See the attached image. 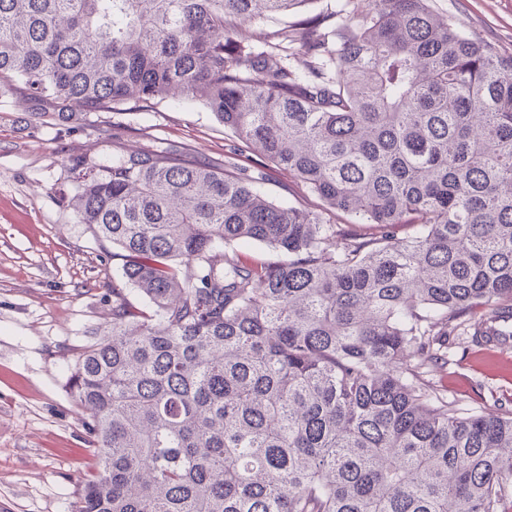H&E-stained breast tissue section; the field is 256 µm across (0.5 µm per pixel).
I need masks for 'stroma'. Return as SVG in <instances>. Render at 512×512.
Returning a JSON list of instances; mask_svg holds the SVG:
<instances>
[{"label":"stroma","instance_id":"1","mask_svg":"<svg viewBox=\"0 0 512 512\" xmlns=\"http://www.w3.org/2000/svg\"><path fill=\"white\" fill-rule=\"evenodd\" d=\"M430 5L465 35L512 55V0ZM347 7L368 10L363 0H311L286 21L254 29L269 34L316 16L329 31ZM30 112L26 101L0 95V512H71L98 458L69 377L77 355L112 321L121 266L111 243L63 202L72 188L71 159L103 164L118 154L171 148L189 163H231L262 176L261 188L275 202L312 210L321 202L288 172L243 149L198 103L120 104L68 125L36 123ZM471 321L468 314L458 319L430 379L460 411H512V349L476 344Z\"/></svg>","mask_w":512,"mask_h":512}]
</instances>
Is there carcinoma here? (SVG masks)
<instances>
[{"label":"carcinoma","instance_id":"1","mask_svg":"<svg viewBox=\"0 0 512 512\" xmlns=\"http://www.w3.org/2000/svg\"><path fill=\"white\" fill-rule=\"evenodd\" d=\"M307 2L0 0V92L35 121L198 102L323 202L165 154L71 160L67 205L123 279L70 377L99 457L73 512H508L512 412L463 415L427 373L461 314L512 312V55L429 0L256 50Z\"/></svg>","mask_w":512,"mask_h":512}]
</instances>
